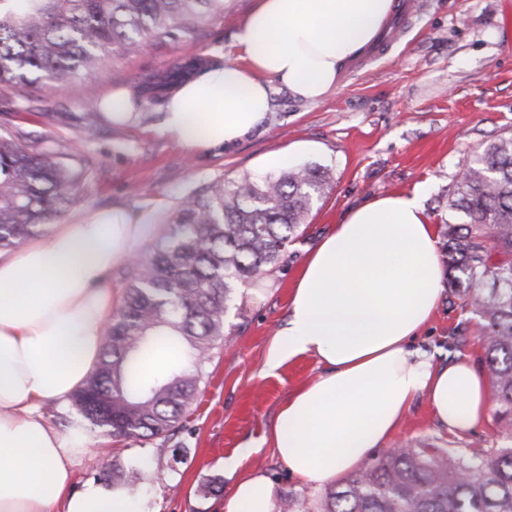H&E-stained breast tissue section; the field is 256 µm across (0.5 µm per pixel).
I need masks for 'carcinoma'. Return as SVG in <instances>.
<instances>
[{
	"mask_svg": "<svg viewBox=\"0 0 512 512\" xmlns=\"http://www.w3.org/2000/svg\"><path fill=\"white\" fill-rule=\"evenodd\" d=\"M224 0H0V89L38 74L57 93L151 41H198ZM204 63L175 65L134 86L132 102L161 97ZM93 104L81 117L97 130ZM85 173L56 152L0 133V251L42 233L72 202ZM331 189L320 166L246 174L180 199L146 257L127 261L124 304L72 407L94 428L135 443L166 440L182 422L224 340L236 289L274 269L313 205ZM443 224L448 289L482 326L479 361L493 383L496 440L486 446L414 443L381 455L325 492L320 506L286 497L282 512H512V136L490 142L458 178ZM167 361L147 374L156 351Z\"/></svg>",
	"mask_w": 512,
	"mask_h": 512,
	"instance_id": "1",
	"label": "carcinoma"
}]
</instances>
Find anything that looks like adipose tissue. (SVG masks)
<instances>
[{"mask_svg":"<svg viewBox=\"0 0 512 512\" xmlns=\"http://www.w3.org/2000/svg\"><path fill=\"white\" fill-rule=\"evenodd\" d=\"M396 0H257L235 34L238 55L207 67L168 94L165 133L190 148L229 146L271 106L279 82L317 104L352 61L385 32ZM366 201L303 262L286 324L264 368L312 355L319 377L280 407L271 446L300 481L331 485L384 446L417 397L446 430L463 435L489 410L483 370L443 362L415 348L441 301L446 270L422 197ZM151 216L123 209L58 224L43 238L0 255V512H142L127 488L73 487V465L88 437L79 416L66 432L45 419L46 404L69 405L94 367L112 317V268L154 230ZM225 457L234 476L224 512H279L274 485L251 456Z\"/></svg>","mask_w":512,"mask_h":512,"instance_id":"1","label":"adipose tissue"}]
</instances>
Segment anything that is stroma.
Wrapping results in <instances>:
<instances>
[{"mask_svg": "<svg viewBox=\"0 0 512 512\" xmlns=\"http://www.w3.org/2000/svg\"><path fill=\"white\" fill-rule=\"evenodd\" d=\"M408 2L399 0L390 21L399 37L377 40L322 102L299 101L274 87L264 119L227 148L182 146L162 128L161 101L135 108L132 122L105 121L93 133L82 129L80 118L90 102L111 104L114 93L132 92L145 74H165L194 57L213 63L235 58L236 28L256 0H224L199 42L147 44L81 79L70 95H56L41 81L0 91V131L34 151L75 154L87 170L58 218L62 224L108 208L151 213L160 221L183 196L212 183L272 173L271 160L280 153L296 165L326 167L333 176L330 193L313 206L280 268L237 290L226 313V340L174 434L140 445L88 431V449L74 467L75 487L117 471L151 512H222L233 486L222 461L250 444L257 452L244 468L264 470L277 496L322 499L323 488L292 477L263 443L285 400L322 371L311 355L276 373L264 371L304 259L356 204L408 193L421 183L429 187L423 205L431 224L463 223L449 207L460 170L488 142L512 134V29L505 23L512 0H419L417 10ZM480 334L479 324L464 322L459 300L447 292L416 343L437 358L473 362ZM451 438L420 397L389 444L444 446Z\"/></svg>", "mask_w": 512, "mask_h": 512, "instance_id": "obj_1", "label": "stroma"}]
</instances>
